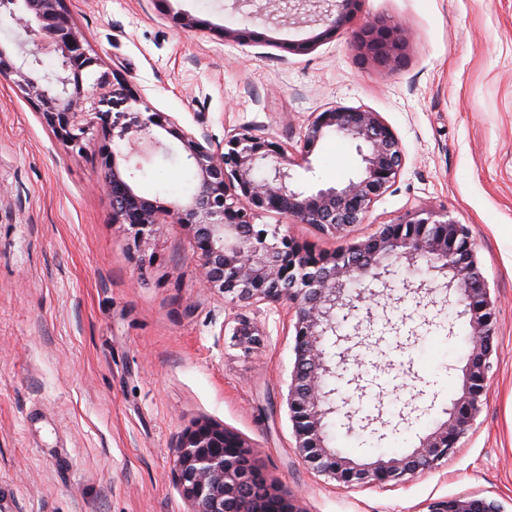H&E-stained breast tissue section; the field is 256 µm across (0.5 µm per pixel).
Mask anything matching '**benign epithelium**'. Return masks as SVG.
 <instances>
[{
    "mask_svg": "<svg viewBox=\"0 0 512 512\" xmlns=\"http://www.w3.org/2000/svg\"><path fill=\"white\" fill-rule=\"evenodd\" d=\"M313 3L314 22L323 31L319 39L350 34L359 59L380 72L399 67L407 45L405 28L373 18L353 28L358 0H299L295 9ZM63 0H0V16L25 25L36 46H50L60 58L51 76L40 69L37 52H16L0 45V78L39 102L44 123L61 140L81 146L92 123L85 104L102 87L85 85L99 66L89 53L63 8ZM177 139L192 160L197 185L183 203H160L135 192L117 158L122 153L103 145L106 186L113 221L128 224L141 238L161 224H184L195 229L198 269L204 286L217 288L233 299H256L295 305L297 321L295 367L288 392V408L302 460L339 484L387 487L406 476L434 468L454 451L473 424L489 387L490 359L496 331V309L478 266L467 228L446 211L424 209L398 220L400 231L386 226L366 241L350 242L319 262L310 259L309 247L283 235L268 237L254 224L263 211H276L298 224H313L321 232L343 234L362 223L371 204L400 173L405 156L401 142L377 112L336 105L315 117L304 132L302 149L313 152L324 137L334 134L356 143L361 166L347 182L310 187L292 172L287 153L261 138L230 135L224 148L208 138H197L174 119L160 113L138 114L118 133L102 128L103 138L128 144L163 147L154 128ZM406 259L426 262L432 271H449L458 281V293L469 317L470 347L461 394L449 400L448 421L420 441L401 459L356 465L328 448L325 419L343 412L353 421L358 410L350 399L336 398L328 378H343L346 368L336 363L328 348L351 336L338 334V318L358 310L361 294L348 286L368 274L375 280L389 275L387 263ZM377 272H371V269ZM234 454H224V444ZM253 447L221 425L200 421L183 434L176 459L178 486L191 502L192 512H296L292 500L275 485L252 483L249 466ZM427 512H501L483 497L446 498L431 502Z\"/></svg>",
    "mask_w": 512,
    "mask_h": 512,
    "instance_id": "7a95c632",
    "label": "benign epithelium"
}]
</instances>
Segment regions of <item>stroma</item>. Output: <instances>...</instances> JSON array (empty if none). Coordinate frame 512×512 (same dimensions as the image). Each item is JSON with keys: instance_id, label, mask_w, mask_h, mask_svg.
<instances>
[{"instance_id": "35a3bbf8", "label": "stroma", "mask_w": 512, "mask_h": 512, "mask_svg": "<svg viewBox=\"0 0 512 512\" xmlns=\"http://www.w3.org/2000/svg\"><path fill=\"white\" fill-rule=\"evenodd\" d=\"M267 0H64L70 23L108 82L91 109L159 112L213 145L246 133L299 158L305 130L334 105L379 113L405 164L348 237L276 212L259 227L332 253L419 209L464 224L492 300L495 352L482 408L435 469L388 487H342L304 463L286 398L295 363L288 301H232L204 288L195 234L159 225L134 240L112 221L99 125L81 147L58 140L35 103L0 80V512H192L175 472L185 430L209 420L258 448L256 466L301 512H426L428 502L478 496L512 512V0H360L357 22L404 23L395 71L362 64L348 36L277 15ZM202 26L184 31L179 16ZM248 26L256 39L226 40ZM312 40L305 52L292 42ZM166 152L120 161L142 195L188 198L194 170L178 140ZM321 186L360 165L354 143L326 137L309 157ZM398 279L425 285L396 301L365 279L371 312L339 380L361 415L398 429L359 444L342 414L327 445L355 464L398 459L447 419L460 394L470 331L444 274L394 262ZM248 320L253 349L233 331Z\"/></svg>"}]
</instances>
